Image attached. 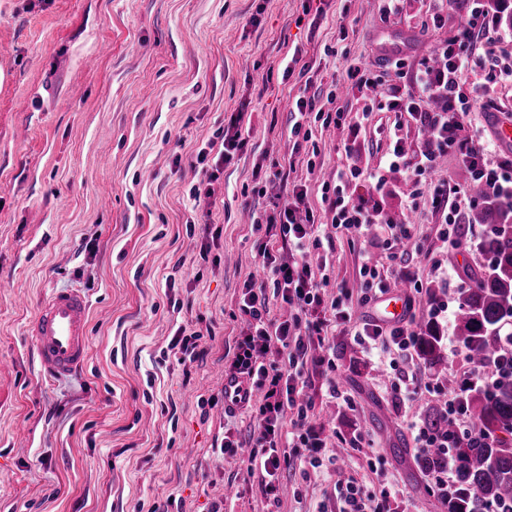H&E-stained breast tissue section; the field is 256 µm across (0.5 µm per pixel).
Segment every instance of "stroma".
I'll list each match as a JSON object with an SVG mask.
<instances>
[{
  "mask_svg": "<svg viewBox=\"0 0 512 512\" xmlns=\"http://www.w3.org/2000/svg\"><path fill=\"white\" fill-rule=\"evenodd\" d=\"M462 17L435 24L430 0L389 15L377 0H0V512H267L248 449L214 450L225 433L244 443L250 434L248 417L225 415L222 380L243 283L261 275L265 230L251 212L305 184L331 243L311 255L325 266L322 292L349 289L365 309L367 256L334 228L322 188L337 169L376 167L396 115L370 109L347 62L382 72L381 45L400 48L383 85L410 91L420 61ZM291 54L286 77L278 64ZM493 89L494 112L466 118L488 139L495 111L512 118V82ZM303 95L343 112L344 126L315 122L311 141L295 144L290 108ZM243 104L252 150L195 203L196 150ZM427 184L401 174L384 192L359 179L346 193L413 225L448 266L453 310L467 271L487 266L477 248L485 227L461 225L467 247L449 256ZM206 221L220 238L187 232ZM74 288L91 303L88 361L48 378L26 326L44 293ZM181 326L200 336L202 359L183 364L170 350ZM322 353L336 369L313 374L307 395L341 462L287 471L279 512H337L351 479L398 487L396 512H440L405 451L406 417L435 394L396 407L345 326ZM332 379L348 402L328 396ZM362 434L375 450L354 447Z\"/></svg>",
  "mask_w": 512,
  "mask_h": 512,
  "instance_id": "1",
  "label": "stroma"
}]
</instances>
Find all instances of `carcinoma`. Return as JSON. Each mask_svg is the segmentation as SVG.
Returning a JSON list of instances; mask_svg holds the SVG:
<instances>
[{
  "mask_svg": "<svg viewBox=\"0 0 512 512\" xmlns=\"http://www.w3.org/2000/svg\"><path fill=\"white\" fill-rule=\"evenodd\" d=\"M472 191L486 198L474 219L483 222L485 213L492 212L498 222L478 243V249L491 258L489 269L473 276V287L460 289L454 322L466 358L481 365L500 354L504 330L512 327V201L489 196L479 184ZM440 342L434 328L419 337V356L432 367L442 364ZM467 412L478 429L496 433L497 439L458 442L455 426L437 407L422 411L427 427L454 444L455 486L448 495V512H484L490 503L512 512V379H500L491 391L470 387Z\"/></svg>",
  "mask_w": 512,
  "mask_h": 512,
  "instance_id": "obj_1",
  "label": "carcinoma"
}]
</instances>
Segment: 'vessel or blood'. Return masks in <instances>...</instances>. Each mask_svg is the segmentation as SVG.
Wrapping results in <instances>:
<instances>
[{"mask_svg": "<svg viewBox=\"0 0 512 512\" xmlns=\"http://www.w3.org/2000/svg\"><path fill=\"white\" fill-rule=\"evenodd\" d=\"M402 289H394L379 298L366 314L368 318L392 325L402 322L407 310ZM90 300L74 290L49 291L38 303L29 333L40 368L54 377H63L81 369L89 354L88 326ZM246 378L225 377L224 404L235 408L241 397L250 396Z\"/></svg>", "mask_w": 512, "mask_h": 512, "instance_id": "b4317fda", "label": "vessel or blood"}]
</instances>
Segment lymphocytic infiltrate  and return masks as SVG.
Masks as SVG:
<instances>
[{"label":"lymphocytic infiltrate","mask_w":512,"mask_h":512,"mask_svg":"<svg viewBox=\"0 0 512 512\" xmlns=\"http://www.w3.org/2000/svg\"><path fill=\"white\" fill-rule=\"evenodd\" d=\"M440 12L464 4L465 17L456 35L440 43L435 60H423L414 77V91L403 93L388 89L383 108L400 113L424 133V141L414 154H406L401 144L400 125L390 127V150L385 162L367 172V181L375 190H383L388 174L406 171L417 176L434 172L445 156H455L467 170L470 181L487 187L490 193L512 199V154L502 151L494 141H482L465 132L468 113L487 109L488 85L498 75L512 78V63L500 66L499 55L512 46V28L502 29L499 12L491 0H439ZM485 70L483 81L466 82L467 74ZM243 111L224 119L221 140L208 141L196 153V162L207 171L208 180H217L223 169L247 152L249 138L243 128ZM432 207L442 212L444 241L461 246L457 226L463 214L476 207L477 197L470 190L441 183L428 190ZM308 189L294 185L289 200L273 203L256 221L267 228L264 241L257 245V255L269 278L262 284L247 280L242 288L239 311L245 325L234 352L224 365L230 376L247 378L261 393L256 408V424L250 436L253 452L252 471L259 474V489L270 505H278V490L283 473L291 464L317 467L337 463L333 443L318 428L310 412V402L302 393L311 371H323L327 359L314 356L316 345L325 342L336 325L348 326L354 342L369 355L378 356L392 378L390 395L402 407L422 390L441 391L440 407L455 425L458 437H477L478 428L462 409L469 386L493 389L502 375L512 374V341L503 354L484 365H469L464 383L457 390L440 389L437 381L415 359L416 324L401 322L389 326L371 320L357 321L347 290H340L332 300H324L315 273L306 257L310 246L318 245L314 222H300L297 214L306 206ZM334 212L337 228L359 239L362 248H379L387 253V262H365L360 276L366 296L385 294L391 280L414 281L406 263L400 262L403 249L422 252L423 247L408 224H399L382 209L352 203L343 192L325 196ZM384 225L385 239L364 236L366 227ZM280 299L289 305L288 315L274 314L270 301ZM394 493L389 488L373 492L352 481L341 497L339 512H394Z\"/></svg>","instance_id":"1"}]
</instances>
